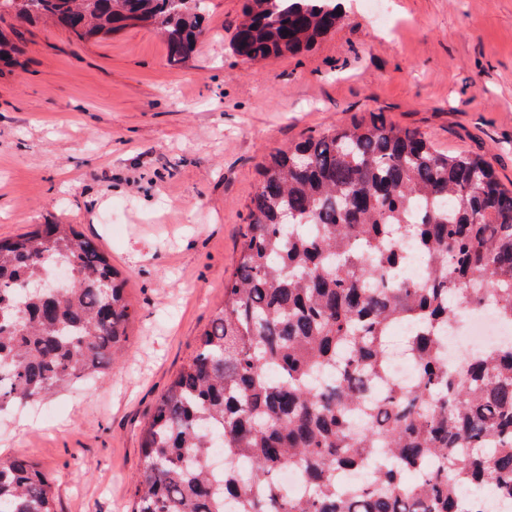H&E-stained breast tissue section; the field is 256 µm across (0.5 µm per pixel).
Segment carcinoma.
I'll return each mask as SVG.
<instances>
[{"label": "carcinoma", "instance_id": "cac0c4a2", "mask_svg": "<svg viewBox=\"0 0 512 512\" xmlns=\"http://www.w3.org/2000/svg\"><path fill=\"white\" fill-rule=\"evenodd\" d=\"M5 14L79 41L139 25L173 63L206 20L194 0H0ZM341 16L342 0H245L231 50L245 63L298 54ZM259 175L224 305L143 429L134 512H476L486 489L512 500V348L458 369L440 352L461 307L489 301L512 324V189L482 157L380 113L275 151ZM403 241L427 275L394 287ZM59 263L67 282L25 291ZM134 317L108 256L72 225L0 238V410L111 368ZM398 323L412 326L411 385L389 374ZM218 444L248 468L216 475ZM382 451L390 463L366 482L343 480ZM286 468L305 474L304 497L280 484ZM0 512H57L23 454L0 457Z\"/></svg>", "mask_w": 512, "mask_h": 512}]
</instances>
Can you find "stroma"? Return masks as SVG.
I'll use <instances>...</instances> for the list:
<instances>
[{"label": "stroma", "mask_w": 512, "mask_h": 512, "mask_svg": "<svg viewBox=\"0 0 512 512\" xmlns=\"http://www.w3.org/2000/svg\"><path fill=\"white\" fill-rule=\"evenodd\" d=\"M243 2L206 0L177 65L145 28L0 20L22 34L0 67V237L74 225L138 310L103 379L0 412V457L39 462L58 512H131L141 432L224 303L268 153L380 112L512 186V0H343L332 34L256 65L230 48Z\"/></svg>", "instance_id": "stroma-1"}]
</instances>
